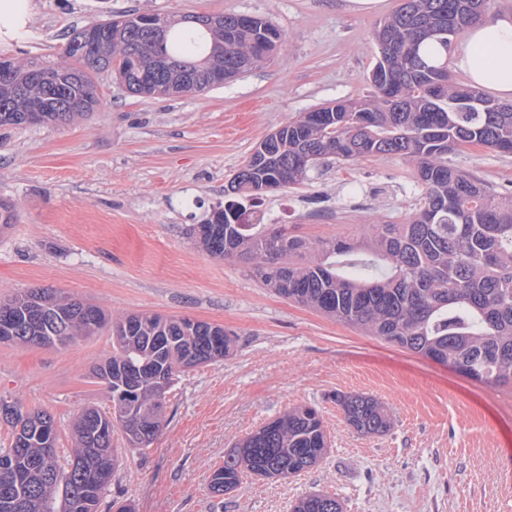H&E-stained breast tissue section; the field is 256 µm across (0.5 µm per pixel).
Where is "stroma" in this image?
Segmentation results:
<instances>
[{"label": "stroma", "mask_w": 512, "mask_h": 512, "mask_svg": "<svg viewBox=\"0 0 512 512\" xmlns=\"http://www.w3.org/2000/svg\"><path fill=\"white\" fill-rule=\"evenodd\" d=\"M32 18L0 32V57L59 62L73 30L136 9L162 16L236 13L272 21L284 42L263 66L184 96H136L111 73L99 104L71 123L0 127V295L57 288L108 313H158L224 326L233 355L175 377L167 424L146 448L112 444L123 464L98 512H291L310 492L343 512H512V384L488 386L448 366L290 302L248 265L208 255L191 234L228 203L230 178L255 146L300 113L371 95L374 30L399 0H29ZM448 164L512 191V154L475 145ZM399 156L323 160L302 185L248 208L255 224L308 239L356 237L361 225L402 222L419 188ZM108 333L66 347L0 344V398L54 418L59 461L86 408L110 411L93 367ZM389 405L393 424L364 436L336 396ZM292 404L317 407L331 452L287 480L245 476L216 495L209 477L233 443Z\"/></svg>", "instance_id": "stroma-1"}]
</instances>
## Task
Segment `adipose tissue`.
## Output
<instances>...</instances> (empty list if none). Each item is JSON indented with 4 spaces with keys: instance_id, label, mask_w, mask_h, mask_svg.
<instances>
[{
    "instance_id": "1",
    "label": "adipose tissue",
    "mask_w": 512,
    "mask_h": 512,
    "mask_svg": "<svg viewBox=\"0 0 512 512\" xmlns=\"http://www.w3.org/2000/svg\"><path fill=\"white\" fill-rule=\"evenodd\" d=\"M447 56L472 86L512 102V15L472 27Z\"/></svg>"
}]
</instances>
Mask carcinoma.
<instances>
[{"label":"carcinoma","instance_id":"1","mask_svg":"<svg viewBox=\"0 0 512 512\" xmlns=\"http://www.w3.org/2000/svg\"><path fill=\"white\" fill-rule=\"evenodd\" d=\"M492 0H401L375 29L379 57L373 94L302 113L260 142L228 190L246 200L307 180L319 161L355 162L396 155L416 162L419 202L402 223L363 224L355 239H306L286 228L247 224L230 203L193 228L211 256L247 264L262 285L364 336L418 353L488 385L512 384V192L496 194L474 175L448 166V153L481 145L512 154V103L454 81L436 47L485 21ZM95 43L70 35L55 66L0 58V125L64 122L98 104L96 79L110 72L137 95H171L136 64L184 69L190 90L204 91L213 62L235 78L264 63L282 40L265 18L224 15L213 26L134 10L107 21ZM14 345H68L106 330L112 354L93 368L112 402L107 414L83 410L71 427L72 459L59 465L48 445L44 410L24 412L0 400L11 427L0 457V512H97L102 491L88 475L112 478L120 465L112 434L149 447L167 422L166 394L179 373L230 355L224 327L159 314H107L55 288L0 299V326ZM347 425L363 435L391 427L389 407L361 394H336ZM330 450L324 421L311 405L286 407L224 455L212 492L236 490L246 474L288 479L319 465ZM291 512H342L335 496L312 492Z\"/></svg>","mask_w":512,"mask_h":512}]
</instances>
